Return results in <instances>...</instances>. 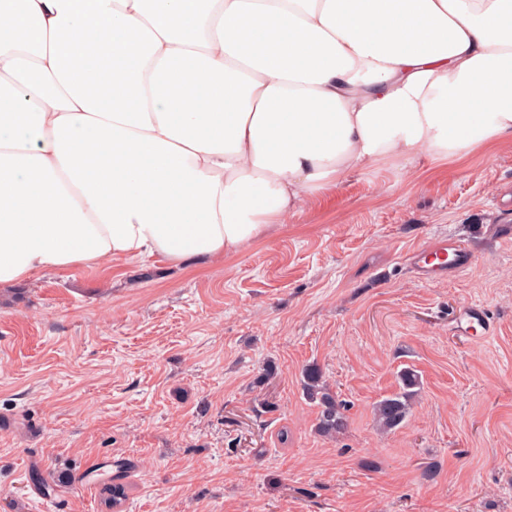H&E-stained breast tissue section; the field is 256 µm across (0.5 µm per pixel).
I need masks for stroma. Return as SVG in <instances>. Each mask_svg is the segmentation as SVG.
I'll use <instances>...</instances> for the list:
<instances>
[{"mask_svg":"<svg viewBox=\"0 0 512 512\" xmlns=\"http://www.w3.org/2000/svg\"><path fill=\"white\" fill-rule=\"evenodd\" d=\"M512 140L348 175L268 237L0 288V512H512ZM472 265L419 278L413 251ZM484 306L491 333L461 329ZM348 404L317 434L303 370ZM422 386L401 427L374 403ZM471 262L472 256L469 249L458 241L444 242L427 249L415 251L412 256V264L418 273L423 276L428 275L429 270L451 275L462 271ZM399 391L382 398L373 406L374 420L378 427L387 432L404 422L409 414L410 401L420 386V376L413 368H404L399 372Z\"/></svg>","mask_w":512,"mask_h":512,"instance_id":"stroma-1","label":"stroma"}]
</instances>
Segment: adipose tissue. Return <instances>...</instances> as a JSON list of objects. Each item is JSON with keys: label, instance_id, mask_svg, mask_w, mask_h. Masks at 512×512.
<instances>
[{"label": "adipose tissue", "instance_id": "ef3b65f1", "mask_svg": "<svg viewBox=\"0 0 512 512\" xmlns=\"http://www.w3.org/2000/svg\"><path fill=\"white\" fill-rule=\"evenodd\" d=\"M512 139V0H0V286L233 254Z\"/></svg>", "mask_w": 512, "mask_h": 512}]
</instances>
